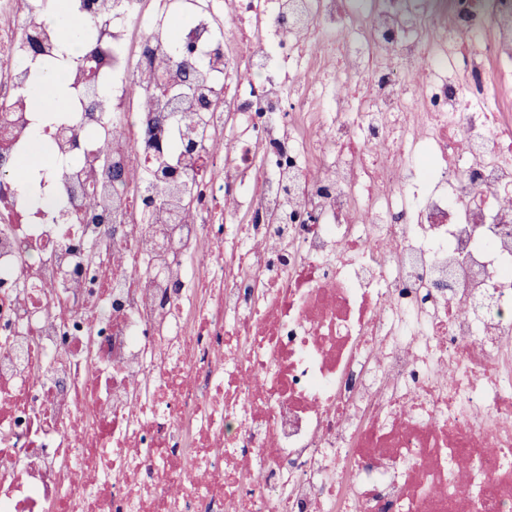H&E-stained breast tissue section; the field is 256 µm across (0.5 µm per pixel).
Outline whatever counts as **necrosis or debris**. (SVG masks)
Wrapping results in <instances>:
<instances>
[{"instance_id": "obj_1", "label": "necrosis or debris", "mask_w": 512, "mask_h": 512, "mask_svg": "<svg viewBox=\"0 0 512 512\" xmlns=\"http://www.w3.org/2000/svg\"><path fill=\"white\" fill-rule=\"evenodd\" d=\"M427 2L0 0V512H512V0ZM65 82L59 76L44 79L43 84L35 93L33 112H54L53 107L59 100L64 99Z\"/></svg>"}]
</instances>
